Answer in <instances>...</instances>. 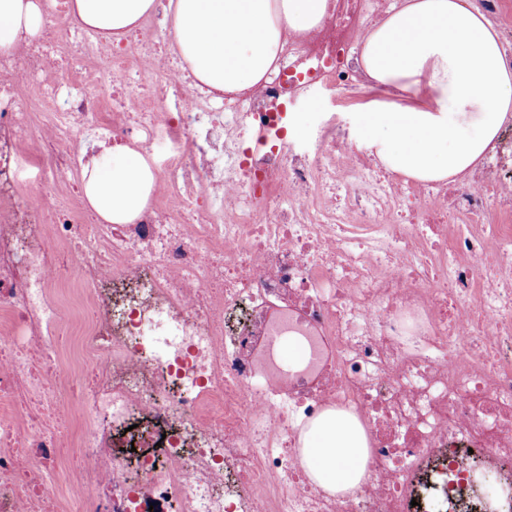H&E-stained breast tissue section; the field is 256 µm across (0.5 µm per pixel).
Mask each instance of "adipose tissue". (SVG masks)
Listing matches in <instances>:
<instances>
[{
  "label": "adipose tissue",
  "mask_w": 512,
  "mask_h": 512,
  "mask_svg": "<svg viewBox=\"0 0 512 512\" xmlns=\"http://www.w3.org/2000/svg\"><path fill=\"white\" fill-rule=\"evenodd\" d=\"M51 0H0V55H13L43 24ZM74 19L109 42L161 15L191 77L209 90L239 92L270 73L284 30L318 26L327 0H69ZM495 29L466 0H401L375 24L358 62L378 86L418 97L419 105L362 112L361 139L393 173L445 181L484 158L512 113V70ZM85 204L104 224H129L149 206L157 181L146 149L119 146L80 168ZM303 457L321 487L350 493L371 463L350 420L329 416L303 435Z\"/></svg>",
  "instance_id": "1"
}]
</instances>
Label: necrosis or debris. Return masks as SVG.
Segmentation results:
<instances>
[{
    "mask_svg": "<svg viewBox=\"0 0 512 512\" xmlns=\"http://www.w3.org/2000/svg\"><path fill=\"white\" fill-rule=\"evenodd\" d=\"M392 2L329 0L220 101L152 24L106 51L66 0L52 20L94 74L46 43L0 57V512H512V118L448 183L385 171L337 118L315 149L280 140L311 90L393 101L353 52ZM91 135L168 148L133 223H86L58 189ZM328 411L368 439L351 495L302 461Z\"/></svg>",
    "mask_w": 512,
    "mask_h": 512,
    "instance_id": "necrosis-or-debris-1",
    "label": "necrosis or debris"
}]
</instances>
